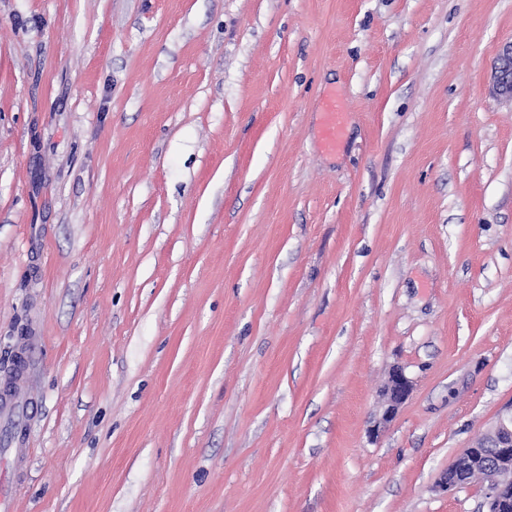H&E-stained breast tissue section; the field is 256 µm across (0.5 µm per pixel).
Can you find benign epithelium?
I'll return each instance as SVG.
<instances>
[{
  "label": "benign epithelium",
  "instance_id": "1",
  "mask_svg": "<svg viewBox=\"0 0 512 512\" xmlns=\"http://www.w3.org/2000/svg\"><path fill=\"white\" fill-rule=\"evenodd\" d=\"M492 90L496 95L512 101V42L502 48L494 66ZM412 391L413 381L402 369H394L385 386L386 405L382 417L374 425L372 434H379L393 421ZM461 468H489L501 475V478L492 480L485 487V505L488 512H509L512 509V501L506 497L507 489L512 487V414L501 418L492 432L477 438L474 445L465 449L448 466L441 483L442 490L448 492L459 487L457 473Z\"/></svg>",
  "mask_w": 512,
  "mask_h": 512
}]
</instances>
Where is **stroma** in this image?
Returning a JSON list of instances; mask_svg holds the SVG:
<instances>
[{"label": "stroma", "instance_id": "1", "mask_svg": "<svg viewBox=\"0 0 512 512\" xmlns=\"http://www.w3.org/2000/svg\"><path fill=\"white\" fill-rule=\"evenodd\" d=\"M509 41L512 0H0L15 512H486L438 484L512 414ZM492 90L497 96L512 102V42L502 48L494 66ZM344 112L336 104V99H329L326 102L322 113V131L324 144L329 149H334L341 137L343 129ZM384 391L386 405L380 421L371 430L372 434L376 436L393 421L400 407L407 401L413 391V381L401 368H396L390 374Z\"/></svg>", "mask_w": 512, "mask_h": 512}]
</instances>
